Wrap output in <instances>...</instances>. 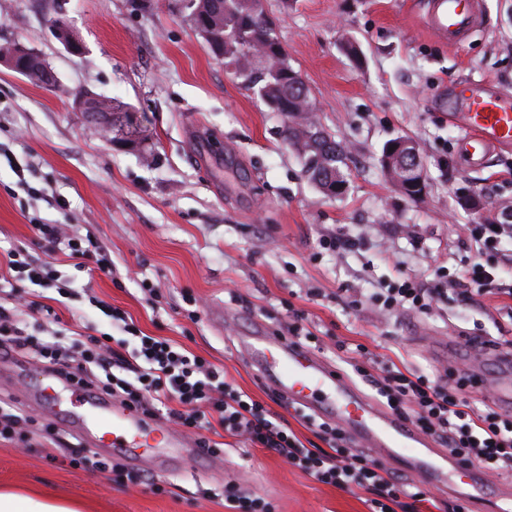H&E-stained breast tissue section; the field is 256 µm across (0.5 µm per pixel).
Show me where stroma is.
<instances>
[{
	"mask_svg": "<svg viewBox=\"0 0 512 512\" xmlns=\"http://www.w3.org/2000/svg\"><path fill=\"white\" fill-rule=\"evenodd\" d=\"M290 65L305 82L325 131L346 145L348 188L331 196L306 176L282 137L285 116L245 90L215 57L183 0H0V42L31 47L61 92L0 66V250L24 244L35 222L68 225L110 251L116 277L87 275L59 259L75 296L55 310L64 327L122 339L89 304L124 310L141 331L175 341L223 368L227 380L267 403L307 447L324 448L317 412L271 401L269 384L242 345L257 327L311 335L308 348L370 401L378 396L349 361L356 345L383 365L430 378L457 366L499 383L500 363L457 348L464 336H512V299L464 296L469 227L512 205V145L484 170L465 169L458 131L435 98L486 81L512 102V0H484L481 27L449 44L427 33L425 0H261ZM63 15L83 44L73 55L55 38ZM353 41L358 55L343 48ZM86 90L119 104L140 140L131 149L101 137L74 106ZM418 145L426 194L412 200L387 175L385 145ZM356 246L339 251L330 238ZM452 279L424 314L399 316L368 296L404 279ZM157 289L150 297L142 282ZM360 307H353V300ZM30 357H0V400L38 417L23 440L0 442V491L38 493L79 512H226L218 493L235 485L277 512H369L359 490L317 482L262 448L216 435L219 456L153 472L163 488L134 485L137 464L113 457L46 413L24 370ZM57 434H49L47 426ZM80 445L87 461L69 464ZM215 497H205V490Z\"/></svg>",
	"mask_w": 512,
	"mask_h": 512,
	"instance_id": "35a3bbf8",
	"label": "stroma"
}]
</instances>
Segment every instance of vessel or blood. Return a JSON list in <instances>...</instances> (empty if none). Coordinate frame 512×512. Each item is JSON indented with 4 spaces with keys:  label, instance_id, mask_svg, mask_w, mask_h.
<instances>
[{
    "label": "vessel or blood",
    "instance_id": "obj_1",
    "mask_svg": "<svg viewBox=\"0 0 512 512\" xmlns=\"http://www.w3.org/2000/svg\"><path fill=\"white\" fill-rule=\"evenodd\" d=\"M481 21L479 0H428L421 24L433 36L459 42ZM459 111L457 152L466 168L483 167L497 149L512 145V103L494 93L475 89L450 101ZM260 374L298 404L330 412L356 440L391 464L412 471L423 485L465 492L480 499L484 476L462 466L447 449L438 448L396 414L369 401L342 375L325 365L313 352L284 336L257 329L243 341ZM79 411L71 427L94 419L101 437L112 440L114 454L143 462L144 449L166 448L179 456H201L195 440L175 437L166 425L143 418L121 404L78 392Z\"/></svg>",
    "mask_w": 512,
    "mask_h": 512
}]
</instances>
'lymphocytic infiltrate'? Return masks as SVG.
<instances>
[{
    "label": "lymphocytic infiltrate",
    "mask_w": 512,
    "mask_h": 512,
    "mask_svg": "<svg viewBox=\"0 0 512 512\" xmlns=\"http://www.w3.org/2000/svg\"><path fill=\"white\" fill-rule=\"evenodd\" d=\"M32 230L48 259L32 260L22 246L5 252L4 258L16 276H0V345L32 356L83 390L120 398L152 419H171L196 436L210 454L219 452L217 444L206 435L216 424L249 446L285 458L320 483L360 489L370 512H417L426 502L427 494L418 484L396 475L382 463L349 451L340 426L328 422L318 425L329 451L306 447L263 402L235 389L223 369L171 340L144 334L120 310H110L109 315L122 324L131 352H121L100 338L78 332L64 345L39 343L26 332L19 318L21 307L29 303L20 283L45 290L55 288L58 276L52 258L57 254L74 260L78 271L89 274L99 272L111 277L117 267L96 238L66 233L60 224L36 223ZM505 234L512 235L511 223L477 224L471 230L474 258L465 268V277L476 293L489 292L496 280L495 268L483 264L481 258L496 250ZM441 294L440 288L406 280L398 287L381 289L373 299L390 312H423L430 310ZM355 370L363 378L372 379L390 411L404 419L412 418L416 430L436 437L461 460L493 474L512 472V418L491 408L476 412L458 397L460 390L474 385L473 375L452 368L447 383L441 384L398 369L377 379L363 364H356Z\"/></svg>",
    "instance_id": "lymphocytic-infiltrate-1"
}]
</instances>
